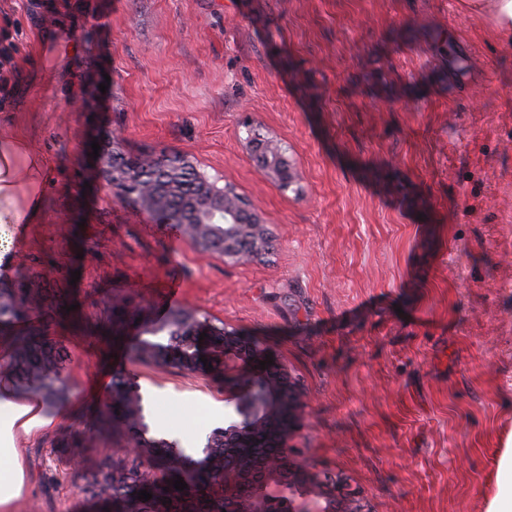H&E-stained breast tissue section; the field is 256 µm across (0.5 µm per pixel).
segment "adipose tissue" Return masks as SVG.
I'll return each instance as SVG.
<instances>
[{"label":"adipose tissue","instance_id":"adipose-tissue-1","mask_svg":"<svg viewBox=\"0 0 512 512\" xmlns=\"http://www.w3.org/2000/svg\"><path fill=\"white\" fill-rule=\"evenodd\" d=\"M45 158L21 135L0 132V237L21 224L43 221ZM39 403L21 400L0 384V512H16L26 486L23 454L14 435H33L46 427Z\"/></svg>","mask_w":512,"mask_h":512}]
</instances>
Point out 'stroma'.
Returning <instances> with one entry per match:
<instances>
[{
  "label": "stroma",
  "instance_id": "obj_1",
  "mask_svg": "<svg viewBox=\"0 0 512 512\" xmlns=\"http://www.w3.org/2000/svg\"><path fill=\"white\" fill-rule=\"evenodd\" d=\"M5 39L0 129L42 150L48 181L0 288L29 269L25 329L68 386L16 437L18 512H95L129 439L99 425L116 371L183 460L223 427L220 375L139 362L107 331L114 301L152 307L171 279L304 393L297 463L367 512H492L512 490V44L461 0H0ZM251 127L287 179L258 166ZM95 143L221 176L268 249L190 245L113 194Z\"/></svg>",
  "mask_w": 512,
  "mask_h": 512
}]
</instances>
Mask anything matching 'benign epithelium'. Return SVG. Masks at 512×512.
<instances>
[{
    "label": "benign epithelium",
    "mask_w": 512,
    "mask_h": 512,
    "mask_svg": "<svg viewBox=\"0 0 512 512\" xmlns=\"http://www.w3.org/2000/svg\"><path fill=\"white\" fill-rule=\"evenodd\" d=\"M200 194L212 202L211 212L224 210V200L230 199L234 191L229 186L217 191L205 183ZM186 240L198 247L211 248L212 234L208 224L181 226ZM253 234L251 252L258 253L266 247V241L257 233V225L244 228L242 224L224 225V254L238 255L240 250L236 241L244 231ZM169 321L179 328H187L191 334H207L208 344L202 355H186L182 358L181 368L190 372H200L203 362L224 373V403L232 408L225 415L224 428L217 435L233 436L237 441L234 457L230 460L218 456L208 459L209 467L217 473L218 480L212 487V493L232 502L230 512H264V506L275 487L288 492L291 500V512H302L297 502L311 494L316 498L313 512H367L356 492L335 478L326 479L310 469L294 462L288 440L295 420L304 406L302 394L289 385L285 372L274 376L272 372L277 362L260 369L259 362L271 357L266 351L246 352L239 348L238 333L224 329L217 336L209 323L200 320L189 311L174 312ZM118 405L123 414V422L134 428L133 440L122 449L131 456H145L160 444L142 435V407L140 396L132 388L118 393L109 392L104 412L112 416V406ZM280 426L277 447L281 451L270 453L262 464V472L256 473L253 448L254 441L274 426Z\"/></svg>",
    "instance_id": "benign-epithelium-1"
}]
</instances>
